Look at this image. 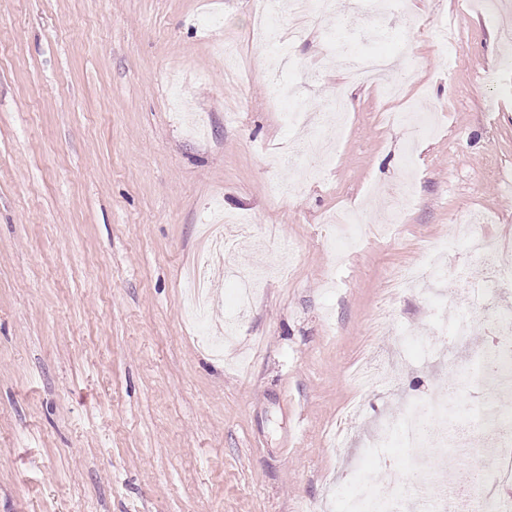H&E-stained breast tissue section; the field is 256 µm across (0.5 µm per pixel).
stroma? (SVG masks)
<instances>
[{
  "mask_svg": "<svg viewBox=\"0 0 512 512\" xmlns=\"http://www.w3.org/2000/svg\"><path fill=\"white\" fill-rule=\"evenodd\" d=\"M335 4L280 15L279 68L252 0H0V512H345L379 469L367 437L453 376L434 305H483L452 278L436 299L385 284L464 211L512 249V20ZM346 35L398 62L400 97L351 80L329 52ZM339 90L331 162L281 196L307 139L288 113ZM403 111L433 132L386 121ZM410 160L415 199L381 235ZM215 201L254 220L232 271L270 272L220 354L185 311ZM337 210L361 216L340 262ZM371 358L385 375L357 389Z\"/></svg>",
  "mask_w": 512,
  "mask_h": 512,
  "instance_id": "1",
  "label": "stroma"
}]
</instances>
